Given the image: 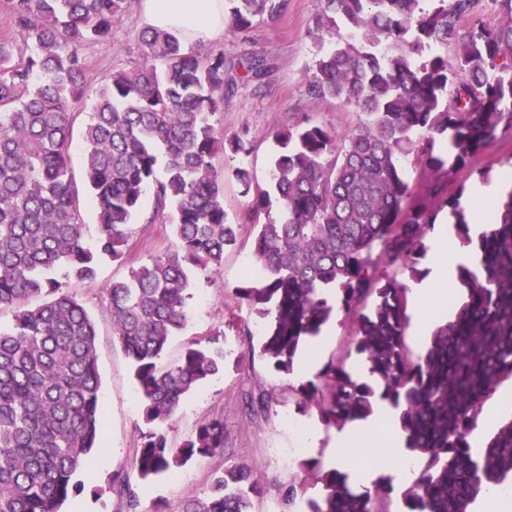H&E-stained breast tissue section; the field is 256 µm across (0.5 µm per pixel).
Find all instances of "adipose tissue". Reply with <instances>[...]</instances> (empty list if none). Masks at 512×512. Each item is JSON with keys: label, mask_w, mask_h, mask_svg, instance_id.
Instances as JSON below:
<instances>
[{"label": "adipose tissue", "mask_w": 512, "mask_h": 512, "mask_svg": "<svg viewBox=\"0 0 512 512\" xmlns=\"http://www.w3.org/2000/svg\"><path fill=\"white\" fill-rule=\"evenodd\" d=\"M143 18L149 27L180 35L185 41H208L223 36L225 29L224 0H141ZM449 229L447 223L436 227L433 239V264L429 278L417 284L418 323L428 326L436 310L446 307L449 297L455 296V270L457 265L468 263L466 251L445 252ZM386 428L391 443L384 460L389 472L399 482H413L412 469L397 459L396 445L400 439L396 413L384 401L377 402L371 416L366 420L347 426L336 436L339 465H348L344 450L350 447L354 436L365 435L379 428Z\"/></svg>", "instance_id": "adipose-tissue-1"}]
</instances>
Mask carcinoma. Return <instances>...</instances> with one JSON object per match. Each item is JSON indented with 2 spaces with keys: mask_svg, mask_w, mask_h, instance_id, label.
I'll return each mask as SVG.
<instances>
[{
  "mask_svg": "<svg viewBox=\"0 0 512 512\" xmlns=\"http://www.w3.org/2000/svg\"><path fill=\"white\" fill-rule=\"evenodd\" d=\"M230 2L232 33L275 21L287 6ZM434 2L425 12L420 0H319L320 25L341 20L351 33L307 72L308 93L353 103L364 120L339 143L320 125L273 133L272 183L250 207L266 215L256 225L257 270L235 295L266 325L250 354L286 374L333 317L350 320L348 342L368 377L331 360L291 387L296 404L342 428L368 418L375 400L387 401L420 465L401 512H471L484 494L512 492V417L472 445L484 404L512 380V190L476 231L459 199L431 207L415 198L403 160L436 174L428 198H438L446 192L439 173L512 131V0H500L499 26L475 24L461 35L474 0ZM7 4L29 53L16 55L12 37L0 35V313H11V324L0 326V512H60L85 490L74 476H92L89 453L102 429L97 331L67 282H93L98 259L123 257L128 226L152 187L176 249L104 288L148 425L135 451L138 480L117 470L110 489L125 512H140L141 485L224 455L219 418L202 421L178 447L166 427L188 394L224 371L226 353L195 343L172 363L161 358L188 321L189 267L221 271L237 241L212 164L219 149L248 153L212 123L233 86H224V54L203 58L174 33H142V64L112 73L82 131V178L98 228L90 246L70 155L85 78L80 52L109 37L126 0ZM268 71L263 58L246 66L258 83ZM446 206L474 262L456 268L453 314L413 356L405 343L408 285L395 271L420 277L427 237ZM33 297L42 304L31 306ZM302 467L322 485L306 512H384L389 479L360 491L342 466ZM303 492L301 483L288 485L281 512H292ZM262 495L252 467L231 465L214 472L206 493L187 497L182 512H254Z\"/></svg>",
  "mask_w": 512,
  "mask_h": 512,
  "instance_id": "1",
  "label": "carcinoma"
}]
</instances>
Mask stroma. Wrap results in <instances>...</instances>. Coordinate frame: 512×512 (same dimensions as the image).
Returning <instances> with one entry per match:
<instances>
[{
    "label": "stroma",
    "instance_id": "35a3bbf8",
    "mask_svg": "<svg viewBox=\"0 0 512 512\" xmlns=\"http://www.w3.org/2000/svg\"><path fill=\"white\" fill-rule=\"evenodd\" d=\"M318 15V0H288L286 10L276 21H260L249 33L228 31L222 39L192 45L204 57L223 54L224 78L232 82L233 89L224 99L222 112L212 122L224 138L245 139L249 151L240 155L220 153L213 159L221 177L226 221L236 225L238 240L234 248L225 251L219 273L192 271L187 300L190 319L180 335L171 340L167 354L168 359H175L187 344H207L222 330L226 333L223 345L230 365L184 400L169 422L167 434L171 443L178 446L194 434L201 421L219 417L224 421V453L192 461L144 486L142 512H153L159 503L166 512H181L189 495L207 491L215 469L238 463L252 465L264 487L263 496L255 503L256 512H274L282 489L291 484L304 483L309 499L319 498L322 493L321 485L303 469L302 463L310 458L330 462L336 431L325 428L315 412H298L288 388L313 378L333 358L345 360L347 366L355 369L361 366V358L347 344L349 326L331 320L328 341L315 348L313 356L302 358L301 371L288 376L277 372L261 357H249L248 346L261 340L263 328L235 296L236 288L247 278L243 260L252 253L257 222L249 214L251 197L237 180L236 169L248 170L252 189L267 188L274 147L272 132L309 122L335 129L342 136L361 118L355 106L329 103L307 91L306 73L316 57L335 41L334 36L318 34ZM144 28L140 0H129L115 18L111 36L86 44L82 50L87 92L79 106L77 132L70 149L74 170L83 166L80 130L88 120L96 94L112 71L130 70L141 64ZM253 56L266 58L271 66L260 85L245 78L246 62ZM511 168L512 135L507 134L448 176V195L459 198L463 207H471L469 189L483 178H496ZM154 205L153 191H146L141 209L128 227L126 253L121 260H102L94 283L73 281L68 285L69 292L96 323L104 425L99 444L90 456L97 489L67 501L61 512H125L123 503L110 489V481L116 469L132 471L145 425L131 363L112 335V318L103 289L112 281L127 278L132 268L150 258L174 251L176 240L169 221L155 214ZM231 317L246 323L247 331L225 330L224 324ZM261 392L269 400L267 408L250 413L247 400ZM312 431L317 432L318 442L311 448L307 435Z\"/></svg>",
    "mask_w": 512,
    "mask_h": 512
}]
</instances>
